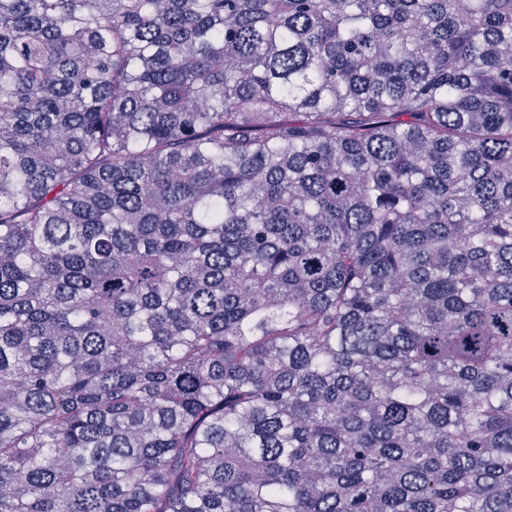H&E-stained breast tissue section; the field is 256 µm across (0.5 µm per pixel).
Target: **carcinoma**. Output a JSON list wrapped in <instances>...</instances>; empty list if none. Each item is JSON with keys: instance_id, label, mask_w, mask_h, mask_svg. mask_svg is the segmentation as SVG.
Here are the masks:
<instances>
[{"instance_id": "obj_1", "label": "carcinoma", "mask_w": 512, "mask_h": 512, "mask_svg": "<svg viewBox=\"0 0 512 512\" xmlns=\"http://www.w3.org/2000/svg\"><path fill=\"white\" fill-rule=\"evenodd\" d=\"M0 512H512V0H0Z\"/></svg>"}]
</instances>
